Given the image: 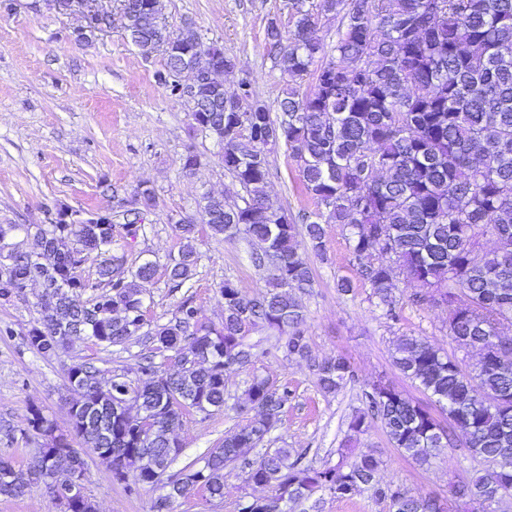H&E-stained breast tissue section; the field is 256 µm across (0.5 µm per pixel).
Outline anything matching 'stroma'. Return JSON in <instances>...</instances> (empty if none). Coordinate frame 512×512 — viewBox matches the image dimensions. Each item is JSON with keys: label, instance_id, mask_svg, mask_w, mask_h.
Instances as JSON below:
<instances>
[{"label": "stroma", "instance_id": "35a3bbf8", "mask_svg": "<svg viewBox=\"0 0 512 512\" xmlns=\"http://www.w3.org/2000/svg\"><path fill=\"white\" fill-rule=\"evenodd\" d=\"M163 21L173 30L191 25L204 44L223 48L234 62L223 77L227 97L249 83L254 99L271 115H278L288 85L266 48L271 18L288 23L286 0H162ZM75 17L57 13L51 0H12L11 10H0V224H49L59 208L96 211L111 208L112 221L125 223L121 201L137 185L153 189L155 205L141 216L136 238L118 239L116 255L127 270L153 262L155 274L144 283L148 317L163 324L173 319L179 303L190 300L199 321L219 324L224 301L217 283L229 279L248 296L264 291L267 273L256 268L250 254L254 242L243 238L224 241L200 231L196 244L195 275L182 288H173L167 272L181 237L175 225L181 215L195 212L204 196L221 195L241 202L238 182L224 168L214 140L197 131L191 106L172 97L155 81L165 57L143 58L130 45L120 24L78 43ZM194 151L200 164L193 174L181 170V158ZM268 202L294 216H313L317 205L305 191L299 169L285 145L269 147ZM326 250L310 255L313 286L301 294L306 314L309 355L289 358L277 347L274 332L255 327L246 343L258 356L236 365L224 376L226 404L209 415H189L178 436L183 448L163 476V484L126 491L113 481L109 468L88 457L84 477L87 495L96 512H155L165 493V482L182 476L185 467L222 443L225 435L254 418L240 411L252 378L267 377L277 387H288L291 398L281 421L249 458L277 448L305 455V464L333 466L341 449L373 450L381 460L383 481L415 496H446L448 485L469 479L479 463L461 439H453L442 456L420 465L404 458L392 446L379 421L362 432L348 423L362 409V396L373 381L392 382L416 400L427 396L393 367L391 353L397 336L427 337L463 367L477 363V351L460 353L448 333V312L442 307L415 308L409 300L413 287L399 282L397 319L376 306L371 290L357 273L349 248V231L340 224L324 227ZM351 283L340 293V279ZM39 291L27 289L10 305H0V457L19 469L27 468L43 444L28 425L31 409L40 408L60 428L69 424L67 402L73 398L64 371L70 356L92 361L104 369L140 375L142 347L103 348L76 341L71 355L47 359L30 349L25 334L41 316ZM341 354L348 358L352 377L333 394L318 385L314 362ZM249 493L239 464L224 471V499L206 501L196 492L176 500L170 512H238Z\"/></svg>", "mask_w": 512, "mask_h": 512}]
</instances>
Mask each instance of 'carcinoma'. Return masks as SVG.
I'll return each instance as SVG.
<instances>
[{
  "label": "carcinoma",
  "mask_w": 512,
  "mask_h": 512,
  "mask_svg": "<svg viewBox=\"0 0 512 512\" xmlns=\"http://www.w3.org/2000/svg\"><path fill=\"white\" fill-rule=\"evenodd\" d=\"M289 0L293 31L267 28V50L286 81L296 85L313 76L310 91L293 88L273 118L258 102L241 112L232 99L221 98L201 84L203 95L219 103L220 111L202 112L210 136L224 141V168L247 198L229 205L207 196L198 215L176 221L184 243L169 265V280L179 288L191 280L197 262L199 226L215 238L243 236L266 243L267 250L251 261L269 270L266 291L249 297L229 279L216 292L224 299V320L215 328L199 323L189 300L178 316L141 332L97 314L101 303L132 309L141 284L153 278L152 263L141 264L124 277L99 266L98 280L81 270L94 254L112 249L127 224L0 225V235L19 229L32 239L20 246L12 266L0 270V305L22 292L33 253H51L44 277L42 305L52 313L28 329L30 348L46 358L57 357L82 338L97 346L126 347L140 336L151 344V355L137 380L121 374L119 382L154 419L150 433L136 431L115 407L112 395L97 388L99 367L84 361L66 366L68 383L78 387L84 407L69 412V427L61 430L41 409L34 408L29 426L46 437L23 470L0 459V496L20 498L34 484H63L69 478L52 471L50 449L78 442L85 455L107 448V466L114 481L140 480L153 485L180 454L182 443L172 435L184 417L197 411L209 415L224 409V373L229 365H246L255 353L245 344V323L261 324L279 333L286 357L308 356L305 314L291 289L312 286L306 251L324 254V225L350 228L349 247L359 276L372 296L396 317L397 276L410 283L435 287L448 308L449 335L465 338L480 354L477 376L471 377L452 356L419 336L401 335L393 341L392 364L418 384L443 411L461 416L466 447L486 464L458 484L460 503L491 501L502 489L512 490V342L500 328L512 324V0ZM146 0H125L123 28L144 57L171 43L177 56L194 48L197 35L186 26L174 32L158 22L161 0H153L152 18L142 16ZM339 17L336 62L322 63L324 44L317 35L314 12ZM156 82L178 97L172 63L155 74ZM272 135L293 156L302 155L303 185L322 206L318 219L297 224L285 211L267 218V149L244 139ZM496 237L492 251L484 249L488 235ZM99 288L90 304L74 295ZM188 350L196 361L177 369L154 362L162 353ZM351 376L342 356L317 364V379L327 394L339 391ZM288 388H273L254 376L245 391V404L257 417L224 436L218 448L188 466L184 477L168 483L184 498L202 490L207 499L224 500V470L243 459L245 481L251 488L239 512H276L277 501H308L318 491L349 500L367 489L390 512H437L436 500L414 496L379 477L381 461L371 451L347 466L323 469L289 461L290 450L277 448L256 460L245 459L280 420ZM366 408L351 417L359 432L367 419L380 421L389 441L405 457L420 464L439 456L455 435L432 409L390 382H377L365 391Z\"/></svg>",
  "instance_id": "1"
}]
</instances>
